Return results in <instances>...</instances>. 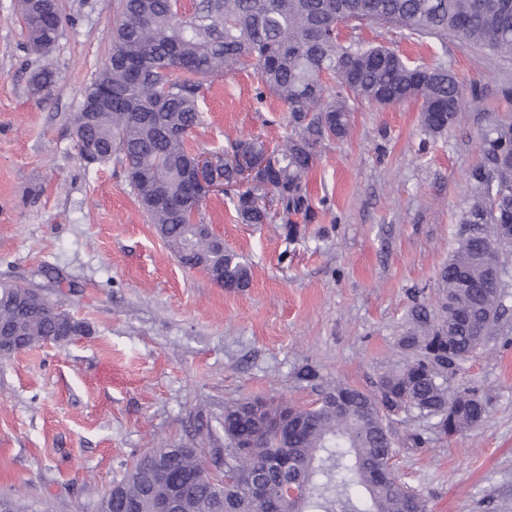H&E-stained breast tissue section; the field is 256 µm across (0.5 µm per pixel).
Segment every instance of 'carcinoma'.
Returning a JSON list of instances; mask_svg holds the SVG:
<instances>
[{"instance_id":"carcinoma-1","label":"carcinoma","mask_w":512,"mask_h":512,"mask_svg":"<svg viewBox=\"0 0 512 512\" xmlns=\"http://www.w3.org/2000/svg\"><path fill=\"white\" fill-rule=\"evenodd\" d=\"M111 28V53L87 86L74 118L86 162L114 159L124 167L136 199L180 264L203 261L222 271L224 284L245 288L249 268L236 253L214 250L213 238L198 236L192 220L204 223V198L181 178L195 161L187 142L204 122L202 81L251 64L265 88L288 105L290 131L269 148L260 138L240 140L217 169L224 183L239 181L241 162L268 151L276 165L259 179L269 184L281 221L297 231L293 214L309 216L305 176L317 147L349 131L351 104L379 107L420 103L421 121L432 133L453 122L466 89L438 63L413 65L385 46L344 44L336 30L364 24L400 29L413 36L460 38L476 47L512 56V0H193L179 13L172 0H118ZM20 14L36 51L63 36L60 0H22ZM483 162L471 177L479 189L463 214L457 246L438 273L439 304L411 311V328L398 347L410 354L402 365L381 372L371 389L338 383L310 407L271 399H244L224 406V468L262 478L263 494L246 484L222 491L220 482L193 478L218 462L206 448H186L159 471L150 455L132 464L115 484L112 500L97 512H151L176 479L189 482L180 512H428L426 500L396 473L400 446L419 447V433L398 442L393 423L435 421L448 437L478 428L489 413L490 393L472 383L465 365L500 335L509 296L504 281L489 280L490 267L503 272L512 255V124L484 139ZM244 224H269L273 215L250 190L233 201ZM57 305L31 299L25 288L0 287V323L19 336L18 351L81 331L62 322ZM241 439L249 448H238ZM284 471L268 467L277 456ZM300 489L285 502L283 483ZM224 499H219V495Z\"/></svg>"}]
</instances>
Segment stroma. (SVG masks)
<instances>
[{"label": "stroma", "instance_id": "stroma-1", "mask_svg": "<svg viewBox=\"0 0 512 512\" xmlns=\"http://www.w3.org/2000/svg\"><path fill=\"white\" fill-rule=\"evenodd\" d=\"M68 21L32 50L18 0H0V285L33 288L82 321L64 345L0 357V496L21 512H96L130 465L156 448H220L225 404L270 397L311 405L320 387L369 388L402 362L399 336L457 244L484 138L512 124V56L456 38H408L364 26L418 65L444 63L479 98L438 134L416 103L356 107L348 135L317 150L307 175L315 208L289 239L280 224H243L230 197L209 195L206 223L250 268L228 290L178 262L116 161L86 164L72 117L111 51L117 0H63ZM55 83L33 93L30 77ZM195 151L238 140L282 143L288 108L252 68L206 79ZM317 377L306 381L303 368ZM466 375L492 394L479 428L441 435L395 422L426 443L393 459L428 512H512V318Z\"/></svg>", "mask_w": 512, "mask_h": 512}]
</instances>
